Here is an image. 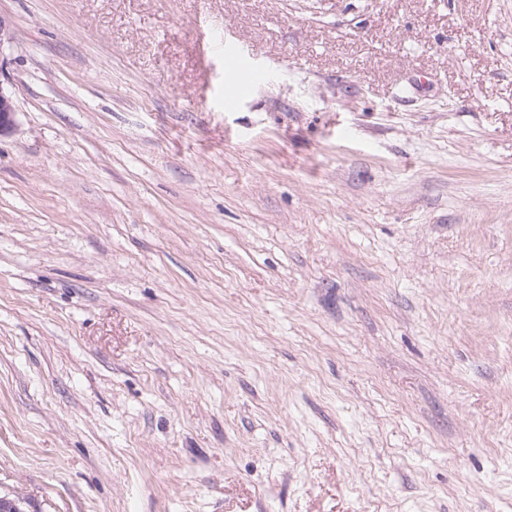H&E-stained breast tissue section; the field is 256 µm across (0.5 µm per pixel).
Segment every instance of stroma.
Wrapping results in <instances>:
<instances>
[{
  "instance_id": "obj_1",
  "label": "stroma",
  "mask_w": 512,
  "mask_h": 512,
  "mask_svg": "<svg viewBox=\"0 0 512 512\" xmlns=\"http://www.w3.org/2000/svg\"><path fill=\"white\" fill-rule=\"evenodd\" d=\"M0 16V492L512 512V0Z\"/></svg>"
}]
</instances>
